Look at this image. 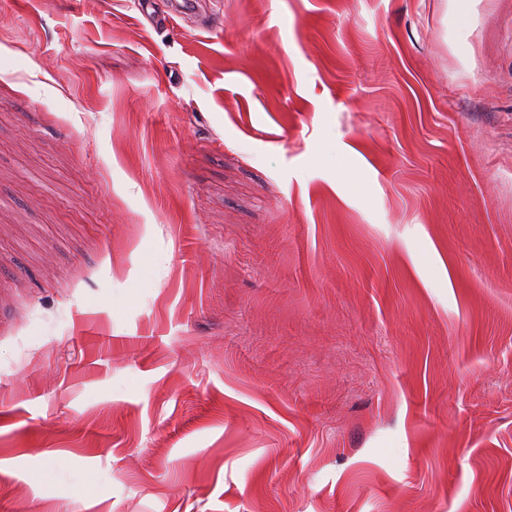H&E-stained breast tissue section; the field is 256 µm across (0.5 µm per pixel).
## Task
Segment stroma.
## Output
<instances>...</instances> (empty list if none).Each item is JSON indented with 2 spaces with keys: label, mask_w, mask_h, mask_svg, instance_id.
<instances>
[{
  "label": "stroma",
  "mask_w": 512,
  "mask_h": 512,
  "mask_svg": "<svg viewBox=\"0 0 512 512\" xmlns=\"http://www.w3.org/2000/svg\"><path fill=\"white\" fill-rule=\"evenodd\" d=\"M0 512H512V0H0Z\"/></svg>",
  "instance_id": "1"
}]
</instances>
